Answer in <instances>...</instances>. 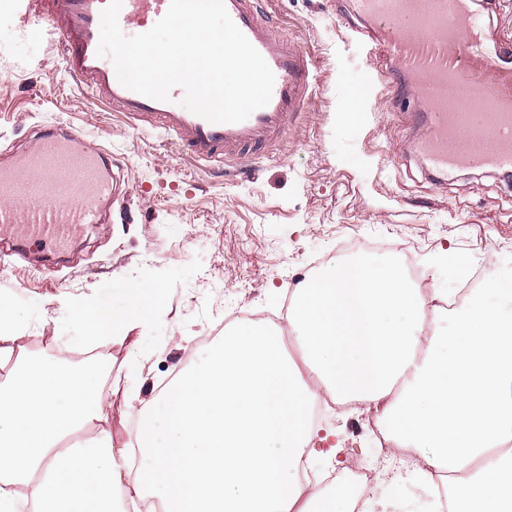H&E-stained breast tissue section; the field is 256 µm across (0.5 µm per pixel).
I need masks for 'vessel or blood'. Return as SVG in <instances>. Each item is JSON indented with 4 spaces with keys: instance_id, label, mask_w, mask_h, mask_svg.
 I'll return each mask as SVG.
<instances>
[{
    "instance_id": "1",
    "label": "vessel or blood",
    "mask_w": 512,
    "mask_h": 512,
    "mask_svg": "<svg viewBox=\"0 0 512 512\" xmlns=\"http://www.w3.org/2000/svg\"><path fill=\"white\" fill-rule=\"evenodd\" d=\"M29 15L45 25L61 47L65 72L109 111L167 141L207 167L241 165L282 141L289 121L302 111L314 62L260 13L259 0H224L237 27L275 76L269 103L239 123H211L181 104L137 94L120 84L110 59L97 55L100 16L107 0H25ZM170 0H123L118 22L124 35L150 30ZM367 24L357 33L370 50L386 49L408 69L423 117L419 153L432 171L447 174L467 166L512 169V42L487 47L471 0H353ZM470 85L476 99L448 103L447 86ZM112 154L88 149L77 129L37 124L22 153L0 154V230L15 247L63 253L84 224L108 223L120 197Z\"/></svg>"
}]
</instances>
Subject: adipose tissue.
<instances>
[{
  "label": "adipose tissue",
  "mask_w": 512,
  "mask_h": 512,
  "mask_svg": "<svg viewBox=\"0 0 512 512\" xmlns=\"http://www.w3.org/2000/svg\"><path fill=\"white\" fill-rule=\"evenodd\" d=\"M119 306L72 307L78 348L126 337L161 308L156 282L119 283ZM400 266L364 252L331 259L297 286L288 324L296 364L262 325L225 330L206 363L135 405L144 468L124 478L96 363L70 374L17 351L0 300V512H113L118 486L166 512H330L297 477L315 398L374 413L403 454L465 472L451 512H512V286L475 291L448 326L425 323Z\"/></svg>",
  "instance_id": "adipose-tissue-1"
}]
</instances>
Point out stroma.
I'll list each match as a JSON object with an SVG mask.
<instances>
[{"mask_svg":"<svg viewBox=\"0 0 512 512\" xmlns=\"http://www.w3.org/2000/svg\"><path fill=\"white\" fill-rule=\"evenodd\" d=\"M279 30L310 54L316 82L279 147L223 174L182 159L156 134L103 111L63 70L58 49L32 32L16 0H0V144L21 146L34 116L80 128L110 148L128 199L111 223L84 230L66 262L0 244V296L11 299L28 356L58 361L76 334L56 299L111 301L114 281L157 282L164 308L124 343L91 347L112 393L110 424L122 445L134 423L132 398L150 399L189 363H204V333L230 310L278 312L313 262L352 247L401 259L410 255L427 291L453 292V258L495 264L512 259V180L504 171L461 167L438 180L421 160L418 119L425 103L391 58H376L345 28L349 0H261ZM144 369L127 370L131 348ZM196 351L187 359L186 348ZM366 415L336 407L308 446L328 466L319 489L335 512H353L345 489L369 470L378 448ZM371 489L387 512H436L424 476L391 494L382 475Z\"/></svg>","mask_w":512,"mask_h":512,"instance_id":"stroma-1","label":"stroma"}]
</instances>
